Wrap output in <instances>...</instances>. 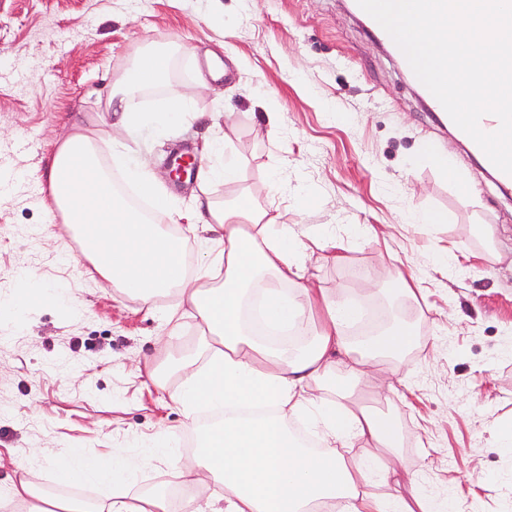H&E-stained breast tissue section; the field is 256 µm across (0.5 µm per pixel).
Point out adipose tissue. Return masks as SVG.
Wrapping results in <instances>:
<instances>
[{
	"label": "adipose tissue",
	"instance_id": "obj_1",
	"mask_svg": "<svg viewBox=\"0 0 512 512\" xmlns=\"http://www.w3.org/2000/svg\"><path fill=\"white\" fill-rule=\"evenodd\" d=\"M174 53L148 49L123 72L104 102L112 127L130 131L146 122L126 99L162 85ZM116 167L156 212L184 223L187 232L207 233L208 256L194 273L186 271L182 238L147 220L118 192ZM49 188L50 213L90 239L86 256L102 280L147 307L177 290L197 319V345L147 369L157 382L184 372L169 398L196 428L197 442L184 454L162 427L146 454L119 448L97 460L75 449L57 463V477L95 487L97 495L58 501L22 477L12 485V503L25 512H174L164 492L128 498L137 475L163 460L195 512H457L453 495H432L415 477H402L390 457L397 421L352 400L375 364L405 380L412 329L399 324L351 340L347 327L357 303L306 281L303 231L278 223L245 193L222 202L206 194L188 212L173 210L143 166L120 154L103 162L99 138L81 121L50 162ZM256 312L278 338L257 339ZM199 357L205 364L197 369ZM403 481L406 494L374 492Z\"/></svg>",
	"mask_w": 512,
	"mask_h": 512
}]
</instances>
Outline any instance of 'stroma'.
I'll return each instance as SVG.
<instances>
[{"instance_id": "35a3bbf8", "label": "stroma", "mask_w": 512, "mask_h": 512, "mask_svg": "<svg viewBox=\"0 0 512 512\" xmlns=\"http://www.w3.org/2000/svg\"><path fill=\"white\" fill-rule=\"evenodd\" d=\"M173 42L182 49L165 85L128 103L157 112L190 91L193 117L162 137L110 130L99 94L146 46ZM209 52L231 73L200 91ZM77 111L96 136L148 163L181 205L199 186L172 181L167 157L216 141L240 175L211 185L213 197L247 192L279 223L312 233L335 225L340 261L313 251L307 275L367 311L349 335H369L393 315L426 339L407 353L398 392L365 389L359 404L400 421L402 469L452 493L459 512H512V456L491 437L512 422V185L477 172L398 52L380 47L348 0H0V295L15 293L25 272L46 288L67 285L77 303L0 312V500L23 473L54 497L89 495L57 479L56 463L75 448L92 459L147 452L162 426L182 450L196 438L168 399L181 375L161 388L136 371L196 343L195 320L178 329L167 321L177 291L148 311L93 281L76 238L46 212V171ZM269 112L280 115L273 131ZM428 144L469 183L468 195L422 159ZM307 189L316 199L304 211L297 199ZM428 212L448 220L421 224ZM443 252L454 256L445 272L430 262ZM402 275L413 277L416 300L389 298Z\"/></svg>"}]
</instances>
